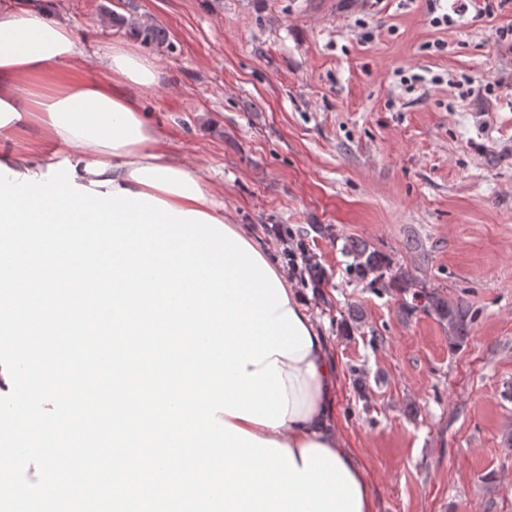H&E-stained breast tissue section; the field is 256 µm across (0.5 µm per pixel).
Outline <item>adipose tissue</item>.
I'll return each instance as SVG.
<instances>
[{
	"instance_id": "adipose-tissue-1",
	"label": "adipose tissue",
	"mask_w": 512,
	"mask_h": 512,
	"mask_svg": "<svg viewBox=\"0 0 512 512\" xmlns=\"http://www.w3.org/2000/svg\"><path fill=\"white\" fill-rule=\"evenodd\" d=\"M86 60L73 29L35 0L0 5V165L44 176L66 160L77 184L144 193L177 211L223 219L219 191L198 167L171 153L167 134L144 110V95L159 82L156 64L123 42L105 54L102 77L89 76ZM286 295L312 345L278 359L289 398L284 424L274 428L225 413L220 419L278 442L298 464L305 448L324 447L355 480L360 512H375L365 467L328 424L337 383L325 342L301 294L290 288Z\"/></svg>"
}]
</instances>
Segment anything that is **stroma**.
I'll list each match as a JSON object with an SVG mask.
<instances>
[{
  "mask_svg": "<svg viewBox=\"0 0 512 512\" xmlns=\"http://www.w3.org/2000/svg\"><path fill=\"white\" fill-rule=\"evenodd\" d=\"M459 4L53 0L95 77L129 22L165 28L167 44L139 50L161 73L144 106L171 151L222 189L225 215L279 269V224L325 268L322 287L300 292L335 360L337 425L376 512H512V49L495 35L512 4L431 27V11ZM435 40L447 51L429 50ZM345 238L467 301L468 340L452 346L411 295L354 281Z\"/></svg>",
  "mask_w": 512,
  "mask_h": 512,
  "instance_id": "stroma-1",
  "label": "stroma"
}]
</instances>
